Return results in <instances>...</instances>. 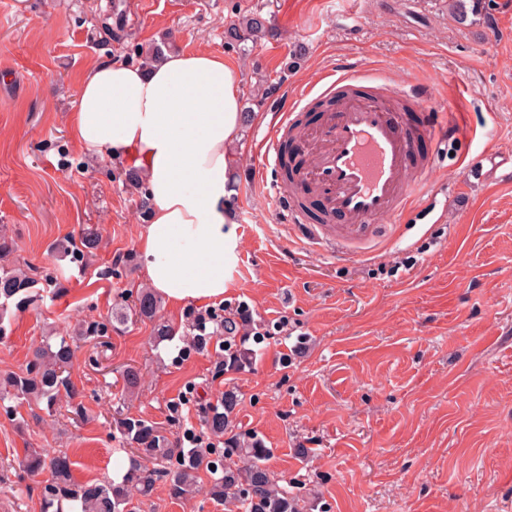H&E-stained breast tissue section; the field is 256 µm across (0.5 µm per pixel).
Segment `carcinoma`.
Returning <instances> with one entry per match:
<instances>
[{
    "instance_id": "carcinoma-1",
    "label": "carcinoma",
    "mask_w": 512,
    "mask_h": 512,
    "mask_svg": "<svg viewBox=\"0 0 512 512\" xmlns=\"http://www.w3.org/2000/svg\"><path fill=\"white\" fill-rule=\"evenodd\" d=\"M449 9L456 21L464 23L468 14L479 15L485 9L482 0H450ZM104 34L120 43L129 40L124 16L113 14L112 25L103 26ZM272 28L261 11L251 12L224 30L225 44L241 45L270 35ZM138 61L147 64L160 59L163 45L134 50ZM299 170L295 162L292 140L285 144V158L281 175L292 183ZM35 280L26 272L9 266H0V338L7 336L11 324L10 309L25 310L36 302L33 293ZM160 302L149 291L142 290L132 300L128 312L116 313V321L123 323L132 313L140 319H155ZM252 320L243 308L223 319L217 329L203 330L194 322L193 347L204 349L214 336H245L251 330ZM105 329L96 322H88L77 336H59L55 343L46 337L32 354L25 368L19 372L0 375V402L44 405L51 414L61 394L75 391L70 377L73 345L80 340L103 336ZM252 359L251 352L239 349L224 357V368L240 370ZM237 405L232 391L224 392L221 407L205 413L203 425L212 436L222 437L230 424V416ZM118 430L130 445L131 466L120 483L95 482L78 484L72 477V461L65 453H50L35 448L25 452L23 469L31 474L47 472L42 494V512H138V497H146L158 481L168 485L172 497L180 499L190 494L200 473H210V498L233 504L241 512H304L305 495L301 488L290 489L266 466L268 448L255 435L231 436L224 447L194 444L187 448L173 444L161 435L151 422L125 413L123 404L114 411Z\"/></svg>"
}]
</instances>
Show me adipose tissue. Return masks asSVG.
Listing matches in <instances>:
<instances>
[{
  "label": "adipose tissue",
  "instance_id": "adipose-tissue-1",
  "mask_svg": "<svg viewBox=\"0 0 512 512\" xmlns=\"http://www.w3.org/2000/svg\"><path fill=\"white\" fill-rule=\"evenodd\" d=\"M243 126L239 81L209 50L99 63L77 85L70 135L90 156L138 167L151 209L137 250L151 288L171 304L224 296Z\"/></svg>",
  "mask_w": 512,
  "mask_h": 512
}]
</instances>
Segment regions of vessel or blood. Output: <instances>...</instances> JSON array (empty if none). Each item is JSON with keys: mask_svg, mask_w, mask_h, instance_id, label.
<instances>
[{"mask_svg": "<svg viewBox=\"0 0 512 512\" xmlns=\"http://www.w3.org/2000/svg\"><path fill=\"white\" fill-rule=\"evenodd\" d=\"M347 87H364L368 94L348 98L338 112L322 118L315 148H308L307 135L295 140L304 159L303 181L322 195L329 213L343 216V223L306 224L295 208L284 211L286 221L299 228L296 243L327 246L344 260L371 254L382 218L402 222L429 201L434 192L430 162L413 158L420 140L439 143L459 133L432 111L431 86L381 83L346 69L328 75L317 91L290 99L264 142L262 167L279 166L282 141L311 97H330Z\"/></svg>", "mask_w": 512, "mask_h": 512, "instance_id": "b4317fda", "label": "vessel or blood"}]
</instances>
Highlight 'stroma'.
I'll use <instances>...</instances> for the list:
<instances>
[{
	"mask_svg": "<svg viewBox=\"0 0 512 512\" xmlns=\"http://www.w3.org/2000/svg\"><path fill=\"white\" fill-rule=\"evenodd\" d=\"M126 14L136 44L220 53L241 103L268 116L244 132L235 205L237 261L215 310H249L251 364L215 376L220 338L183 359L187 305L162 302L156 321L112 313L147 287L136 249L147 225L119 164L69 136L74 88L97 62H125L99 19ZM259 10L272 36L245 48L225 28ZM354 67L437 89L436 111L464 116L467 133L423 141L435 210L382 219L365 260L298 249L274 196L280 175L260 170L271 119L297 89ZM99 243L82 255L81 230ZM0 233L12 262L37 271L38 306L14 312L0 372L25 368L43 337L79 323L107 326V346L80 342L72 379L87 409L69 419L0 409V512H41L46 475L21 476L26 449L63 451L77 482L128 466L112 422L125 401L169 441L201 427L198 409L235 390L230 433L270 450L269 469L302 484L311 512H512V0L459 24L448 0H0ZM176 328L154 339L156 322ZM140 373L126 395L122 372ZM201 475L187 498L157 483L142 512H227Z\"/></svg>",
	"mask_w": 512,
	"mask_h": 512,
	"instance_id": "obj_1",
	"label": "stroma"
}]
</instances>
